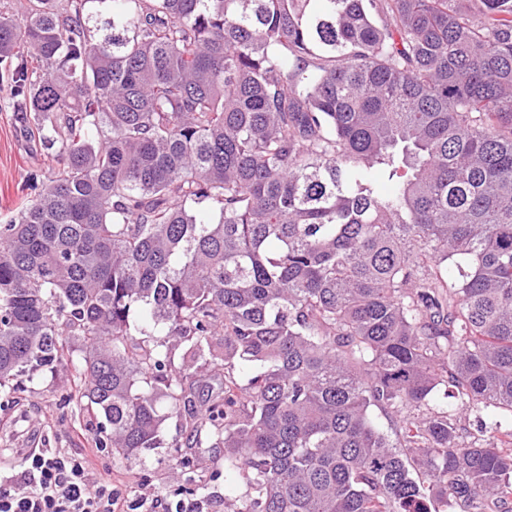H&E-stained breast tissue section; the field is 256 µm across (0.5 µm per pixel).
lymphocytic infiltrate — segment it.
<instances>
[{"instance_id": "obj_1", "label": "lymphocytic infiltrate", "mask_w": 512, "mask_h": 512, "mask_svg": "<svg viewBox=\"0 0 512 512\" xmlns=\"http://www.w3.org/2000/svg\"><path fill=\"white\" fill-rule=\"evenodd\" d=\"M93 449L34 448L21 464L0 467V512H125L110 472Z\"/></svg>"}]
</instances>
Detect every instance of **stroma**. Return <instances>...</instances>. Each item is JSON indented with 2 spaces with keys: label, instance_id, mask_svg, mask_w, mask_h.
<instances>
[{
  "label": "stroma",
  "instance_id": "35a3bbf8",
  "mask_svg": "<svg viewBox=\"0 0 512 512\" xmlns=\"http://www.w3.org/2000/svg\"><path fill=\"white\" fill-rule=\"evenodd\" d=\"M10 81L0 69V224L29 199L32 178H44L48 162L24 113L7 108ZM91 415L81 403L69 370L39 375L27 388L0 391V461L19 460L33 448H97ZM96 463L111 471L127 500L145 495L166 502L192 500L188 483L172 470L168 451L157 448L124 459L97 448Z\"/></svg>",
  "mask_w": 512,
  "mask_h": 512
}]
</instances>
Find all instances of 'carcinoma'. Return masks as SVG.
<instances>
[{"mask_svg": "<svg viewBox=\"0 0 512 512\" xmlns=\"http://www.w3.org/2000/svg\"><path fill=\"white\" fill-rule=\"evenodd\" d=\"M0 65L55 161L0 224V389L73 369L124 458L179 417L230 512L512 501V426L461 424L512 415V0H26Z\"/></svg>", "mask_w": 512, "mask_h": 512, "instance_id": "obj_1", "label": "carcinoma"}]
</instances>
